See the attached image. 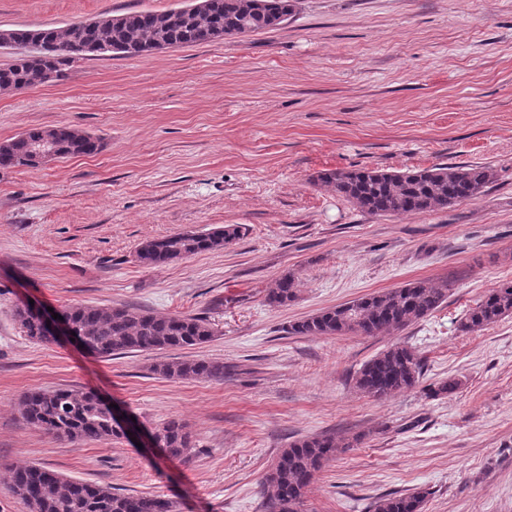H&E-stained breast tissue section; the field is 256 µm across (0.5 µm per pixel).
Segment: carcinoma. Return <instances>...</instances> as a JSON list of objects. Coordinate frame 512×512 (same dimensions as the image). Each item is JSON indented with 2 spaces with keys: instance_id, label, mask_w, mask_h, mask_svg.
I'll return each instance as SVG.
<instances>
[{
  "instance_id": "cac0c4a2",
  "label": "carcinoma",
  "mask_w": 512,
  "mask_h": 512,
  "mask_svg": "<svg viewBox=\"0 0 512 512\" xmlns=\"http://www.w3.org/2000/svg\"><path fill=\"white\" fill-rule=\"evenodd\" d=\"M205 0L162 13L132 12L105 16L90 25L32 26L0 30V39L25 44L35 52L0 66V87L24 89L35 82L65 79V66L77 58L106 53L148 55L154 49L211 42L216 32L226 37L276 27L290 19L295 0ZM45 137L54 139L61 157L98 153L101 140L67 123L36 128L0 143V167H33L31 147ZM336 194L361 212L372 216H400L439 211L475 198L492 180L486 167L434 165L424 169L380 171L375 169L330 170L320 177ZM243 235V226L229 224L209 231H180L143 241L136 256L145 266H159L189 256L227 248ZM297 296V277L279 276L268 288L266 301L283 307ZM448 300V284L411 281L388 291L374 292L324 309L288 325L296 336H378L390 334L423 320ZM88 350L100 357L136 351L181 349L210 341L216 331L202 317L156 315L127 306L75 304L63 309ZM512 316V281L484 293L461 319L465 333ZM26 336L50 342L41 315L28 306L14 312ZM153 371L166 379L222 381L232 368L206 359L163 362ZM423 366L416 352L395 343L365 362L354 375L355 387L376 399H388L415 388ZM22 418L58 438L76 440L119 439L107 414L95 405L90 393L75 389H39L19 401ZM159 447L173 458L188 456L192 436L176 418L154 432ZM361 437L321 434L299 438L282 449L262 481L266 512H302L308 487L323 466L340 450L353 448ZM9 492L24 501L30 512H173V503L161 495H133L112 491L94 483L71 481L43 466L10 470ZM428 495L386 494L370 504L369 512H423Z\"/></svg>"
}]
</instances>
